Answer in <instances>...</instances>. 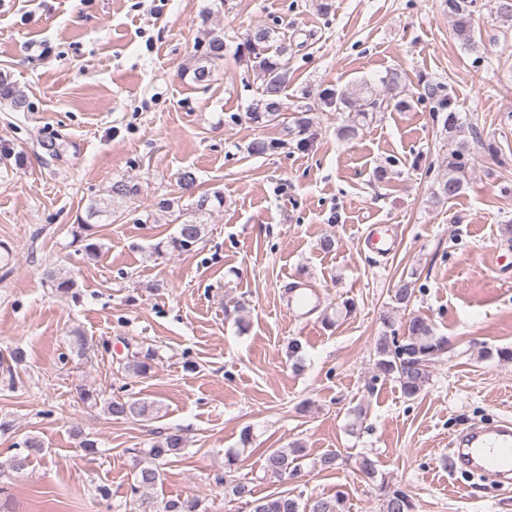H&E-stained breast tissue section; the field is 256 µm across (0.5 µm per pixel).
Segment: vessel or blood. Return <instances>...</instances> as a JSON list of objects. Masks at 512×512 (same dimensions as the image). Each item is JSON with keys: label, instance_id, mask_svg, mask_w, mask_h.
<instances>
[{"label": "vessel or blood", "instance_id": "1", "mask_svg": "<svg viewBox=\"0 0 512 512\" xmlns=\"http://www.w3.org/2000/svg\"><path fill=\"white\" fill-rule=\"evenodd\" d=\"M368 245L378 253L386 254L395 248L389 231L381 225H370L365 235ZM455 455L476 471L502 478L512 477V426L477 428L458 437Z\"/></svg>", "mask_w": 512, "mask_h": 512}]
</instances>
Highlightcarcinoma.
<instances>
[{
	"label": "carcinoma",
	"mask_w": 512,
	"mask_h": 512,
	"mask_svg": "<svg viewBox=\"0 0 512 512\" xmlns=\"http://www.w3.org/2000/svg\"><path fill=\"white\" fill-rule=\"evenodd\" d=\"M448 16L453 20V36L464 46L475 44L473 18V0H444ZM275 30L268 26H258L247 34L244 42L237 48L239 58L251 64L252 70L261 81L260 97L249 106L250 119L258 124L270 125L280 121L282 116V93L288 84L287 63L282 60L286 47H274ZM224 60V38L210 34L209 40L199 50L194 63L188 67L191 79L195 83L211 80L219 62ZM385 94L381 97L367 95L350 104L354 115L349 117L338 129V135L350 140L359 134L361 123L373 112H386L389 108L403 109L410 102L401 97V76L396 71L388 72L382 78ZM0 100L10 102L15 110L26 107V96L10 80V75L0 71ZM418 100L434 105L435 113L446 112L442 118L441 133L444 137L457 141V145L448 153V173L438 182L433 192L437 202L459 195L467 182V162L465 158L466 141L461 139L465 133L464 125L459 123L456 113L450 110L451 103L439 82L427 81L418 94ZM136 188L125 181L112 184L110 197L91 205L87 212V221L79 225L75 240L83 243V250L90 258L97 257L100 246L92 241L85 231L91 228L90 220L100 218L109 212L113 204L134 193ZM223 202L217 194H201L184 221L178 225L177 232L167 243H158L153 254L161 257L167 250L189 252L204 238L207 223L203 217L210 214L214 202ZM50 286L62 294L77 295L76 282L60 271L46 274ZM414 294L413 282L403 280L391 298L392 306L381 317L382 332L376 341V362L374 379L392 378L399 383L403 395L414 398L420 394L429 380V368L435 359L448 352V338L435 333L433 326L420 316H412L404 321L400 311L407 308ZM153 354L133 352L126 358L124 371L136 377H146L153 369ZM81 400L90 406H102L104 413L122 419L148 420L156 413L154 403L142 399H106L99 400L93 390L83 389ZM186 447L185 437L177 432H158L157 440L149 448H128L133 462V482L130 485L131 504L135 512H207L203 500L197 497L167 499L162 502V510H155L151 492L163 484L165 467L181 456ZM42 451L40 440L29 437L23 442V450L15 453L4 462H0V477L25 471L31 457ZM307 453L298 445L288 448H269L264 454L263 471L271 479L282 481L304 469ZM224 487L230 494L244 501L249 512H350L348 494L342 490L327 497H315L301 502L290 494H273L262 498H253L249 482L232 478L231 471L224 472ZM381 512H415V504L405 490L391 487L384 494Z\"/></svg>",
	"instance_id": "obj_1"
}]
</instances>
